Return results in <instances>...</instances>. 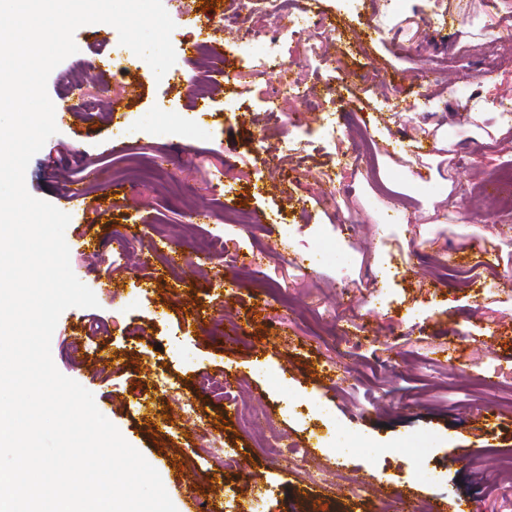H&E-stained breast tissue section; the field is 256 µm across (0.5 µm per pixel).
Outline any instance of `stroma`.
Listing matches in <instances>:
<instances>
[{
  "mask_svg": "<svg viewBox=\"0 0 512 512\" xmlns=\"http://www.w3.org/2000/svg\"><path fill=\"white\" fill-rule=\"evenodd\" d=\"M182 4L200 17L203 39L223 40L237 60L230 76H216L208 115L187 95L205 61L176 34V62L159 79L136 54L100 56L119 50L118 34L81 26L77 53L48 78L52 102L77 111L57 119L26 187L53 203L62 181L76 183L83 196L67 210L65 240L102 241L70 253L98 305L60 315L56 368L157 466L176 512L217 487L224 512H387L379 485L402 492L412 512L512 501V474L497 460L512 450V291L501 285L512 276V209L488 189L512 166V130L485 139L475 130L502 124L498 100L512 94V69H480L482 49L512 58V38L495 37L512 26V0H301L342 32L324 59L294 67L315 92L334 95L332 136L310 113L298 135L292 104L268 116L250 42L220 25L240 13L266 29L268 14L242 0ZM435 64L432 94L416 98ZM77 71L99 85L142 80L143 96L114 115L89 109L64 84ZM228 99L236 111H225ZM365 138L376 148L373 176L338 163ZM111 139L124 152L109 153ZM421 142L431 150L419 157ZM262 145L274 164L258 156ZM382 183L393 196L379 193ZM237 202L255 223H225ZM348 212L359 218L350 231L339 221ZM217 236L225 253L200 251ZM477 241L488 254L471 251ZM304 258L309 279L295 269ZM129 324L138 339L125 336ZM233 327L240 340L228 347ZM204 373L234 376L235 402L213 401L199 386ZM270 427L307 448L303 467L263 453L258 438ZM215 436L243 471H225L209 453ZM415 448L428 449L425 463ZM458 448L469 457L451 463Z\"/></svg>",
  "mask_w": 512,
  "mask_h": 512,
  "instance_id": "obj_1",
  "label": "stroma"
}]
</instances>
